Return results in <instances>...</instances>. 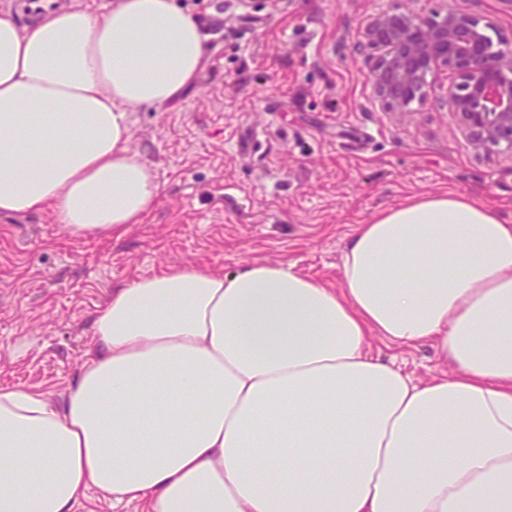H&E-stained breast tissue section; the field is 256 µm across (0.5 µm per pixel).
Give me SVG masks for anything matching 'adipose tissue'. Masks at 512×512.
<instances>
[{"label":"adipose tissue","mask_w":512,"mask_h":512,"mask_svg":"<svg viewBox=\"0 0 512 512\" xmlns=\"http://www.w3.org/2000/svg\"><path fill=\"white\" fill-rule=\"evenodd\" d=\"M207 57L175 0L0 14V214L78 236L161 187L131 115ZM63 403L0 390V512H512V224L464 194L357 225L334 288L282 262L171 266L113 289ZM428 345L416 381L373 340ZM140 507L134 503H121L112 509V502L101 501L96 491H88L77 505L76 512H138Z\"/></svg>","instance_id":"adipose-tissue-1"}]
</instances>
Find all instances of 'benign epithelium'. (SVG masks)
Returning a JSON list of instances; mask_svg holds the SVG:
<instances>
[{
  "label": "benign epithelium",
  "mask_w": 512,
  "mask_h": 512,
  "mask_svg": "<svg viewBox=\"0 0 512 512\" xmlns=\"http://www.w3.org/2000/svg\"><path fill=\"white\" fill-rule=\"evenodd\" d=\"M479 14L448 9L425 15L397 7L371 17L360 46L368 50V81L392 112L424 102L439 70L453 80L437 101L453 112L467 144L512 156V48L488 34Z\"/></svg>",
  "instance_id": "7a95c632"
}]
</instances>
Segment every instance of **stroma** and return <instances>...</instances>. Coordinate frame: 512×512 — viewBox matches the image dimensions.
Listing matches in <instances>:
<instances>
[{"label":"stroma","mask_w":512,"mask_h":512,"mask_svg":"<svg viewBox=\"0 0 512 512\" xmlns=\"http://www.w3.org/2000/svg\"><path fill=\"white\" fill-rule=\"evenodd\" d=\"M211 50L178 102L133 115L132 147L162 187L140 223L78 237L50 211L0 216V389L63 400L113 289L171 265L223 273L283 262L341 284L355 225L420 195L461 192L512 222V156L474 151L450 110L381 106L359 49L392 0H175ZM476 11L512 47L506 0H401ZM374 353L420 379L431 347Z\"/></svg>","instance_id":"obj_1"}]
</instances>
